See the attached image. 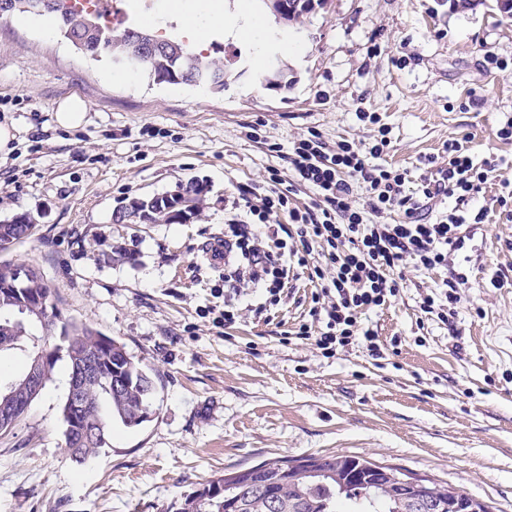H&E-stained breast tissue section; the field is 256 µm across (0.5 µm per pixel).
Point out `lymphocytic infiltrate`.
<instances>
[{
  "label": "lymphocytic infiltrate",
  "mask_w": 512,
  "mask_h": 512,
  "mask_svg": "<svg viewBox=\"0 0 512 512\" xmlns=\"http://www.w3.org/2000/svg\"><path fill=\"white\" fill-rule=\"evenodd\" d=\"M387 139L373 145L338 141L329 145L319 130L311 129L288 149L291 179L270 171L262 182L243 185L237 197L224 205V322L232 324L238 301L261 295L254 311L286 302L290 283L307 277L314 284L309 319L299 325L298 338L313 341L323 355L362 342L369 356L379 357L377 336L363 317L386 306L398 293L406 262L422 270H448L446 312L454 316L459 290L467 282L458 269L467 249V231L484 223L486 209L470 211L471 200L493 181L499 160L474 164L468 137L445 146L448 161L426 169L416 187L407 172L383 162ZM313 197L302 203L299 187ZM453 201L445 219L426 222V204ZM400 212L399 223L383 217ZM323 262L311 263L313 251Z\"/></svg>",
  "instance_id": "f902f5d3"
}]
</instances>
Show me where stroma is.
<instances>
[{
    "label": "stroma",
    "mask_w": 512,
    "mask_h": 512,
    "mask_svg": "<svg viewBox=\"0 0 512 512\" xmlns=\"http://www.w3.org/2000/svg\"><path fill=\"white\" fill-rule=\"evenodd\" d=\"M268 21L303 46L276 54L281 86L219 30L206 50L233 73L223 94L201 98L143 73L117 80L109 57L84 56L27 16L0 20V122L16 128L0 157V221L37 220L6 257L38 268L58 313L125 344L157 387L146 422L114 424L110 448L79 464L65 447L58 363L0 433V512H167L216 476L308 455L368 458L512 512V222L499 217L497 183L477 200L489 216L462 265L453 325L420 309L447 270L406 265L397 296L371 315L378 360L357 343L327 358L311 341L282 340L311 306L304 278L268 317L244 307L232 326L215 323L224 268L207 255L224 237L225 200L287 170L279 149L311 127L332 143L386 127L385 161L413 181L419 158L467 135L475 161L505 158L500 175L512 180V144L496 136L512 117V73L483 66L491 53L512 58V19L496 0H325L299 20ZM71 96L89 110L66 129L55 111ZM192 181L205 198L190 222L113 223L130 200ZM498 272L507 286H492Z\"/></svg>",
    "instance_id": "stroma-1"
}]
</instances>
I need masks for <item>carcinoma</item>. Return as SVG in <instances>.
Here are the masks:
<instances>
[{"label":"carcinoma","instance_id":"1","mask_svg":"<svg viewBox=\"0 0 512 512\" xmlns=\"http://www.w3.org/2000/svg\"><path fill=\"white\" fill-rule=\"evenodd\" d=\"M10 13H27L33 16L54 14L60 20V31L77 49L98 57L106 55L112 63H124V68L148 73L159 82L203 86L214 94H221L230 77L221 57H209L189 49L177 37L146 38L148 32L137 25L112 27L96 13L66 12L63 0H10ZM288 11V20H297L322 6L324 0H280ZM159 47L143 62L139 61L143 43L148 40ZM192 197L196 210L202 207V190L196 184L179 187L174 194L132 200L120 207L112 216L116 223H129L135 219L151 224H175L184 198ZM25 286L44 298L46 322L24 323L8 317L7 309L17 303L18 297L9 290ZM57 318L52 302V291L44 278L23 282L20 266L10 260L0 261V354L12 350L27 351L25 365L40 351L53 348L51 328ZM72 337L80 348L92 349L99 345L98 331L72 322ZM118 368L132 384L119 393L112 392V368ZM103 378L91 379L83 390V414L80 426L89 435L79 447L80 461L97 456L111 444L112 423L129 425L128 419L150 408L152 377L141 361L127 354H119L101 365ZM325 467L329 473L312 477L307 471ZM238 472H231L208 481L207 486L218 482L224 489L213 495L195 491L181 497L170 506L169 512H272L269 496L278 500V512H404L408 490L401 485L406 475L397 469L359 456H305L298 459L275 460L257 464L250 478L257 488L240 494L235 481ZM431 493L443 502L466 499L473 501L478 512H487L485 506L472 500L460 489L425 480Z\"/></svg>","mask_w":512,"mask_h":512}]
</instances>
